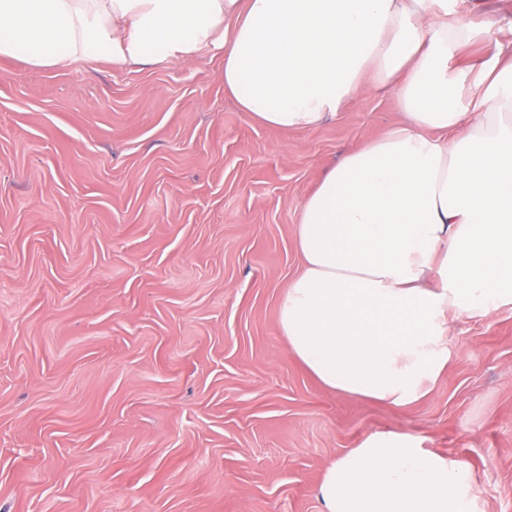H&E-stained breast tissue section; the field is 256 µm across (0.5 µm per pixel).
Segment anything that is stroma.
<instances>
[{"mask_svg": "<svg viewBox=\"0 0 512 512\" xmlns=\"http://www.w3.org/2000/svg\"><path fill=\"white\" fill-rule=\"evenodd\" d=\"M454 62L512 42V0ZM378 91L309 129L256 122L224 52L189 63L0 56V512H322L375 432L468 461L512 512V306L453 321L407 408L326 392L278 323L304 198L405 122Z\"/></svg>", "mask_w": 512, "mask_h": 512, "instance_id": "1", "label": "stroma"}]
</instances>
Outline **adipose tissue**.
<instances>
[{
  "label": "adipose tissue",
  "instance_id": "adipose-tissue-1",
  "mask_svg": "<svg viewBox=\"0 0 512 512\" xmlns=\"http://www.w3.org/2000/svg\"><path fill=\"white\" fill-rule=\"evenodd\" d=\"M487 25L449 0H0V55L178 64L219 47L225 90L284 131L395 91L407 123L304 199L278 321L326 390L406 407L448 370L450 318L512 305V54L453 64ZM318 496L324 512H478L468 463L407 432L350 449Z\"/></svg>",
  "mask_w": 512,
  "mask_h": 512
}]
</instances>
